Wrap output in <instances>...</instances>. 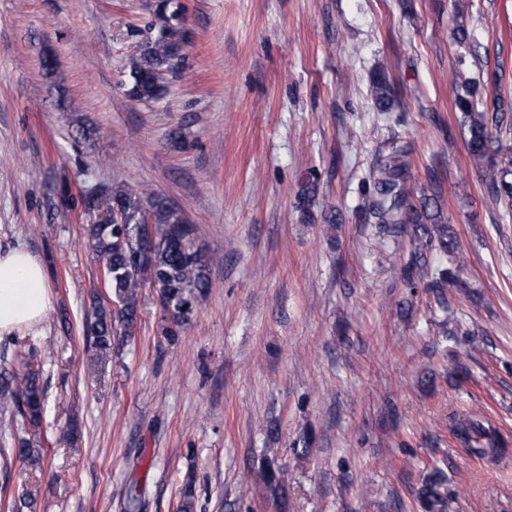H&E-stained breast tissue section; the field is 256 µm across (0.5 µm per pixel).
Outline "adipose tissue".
<instances>
[{
	"mask_svg": "<svg viewBox=\"0 0 512 512\" xmlns=\"http://www.w3.org/2000/svg\"><path fill=\"white\" fill-rule=\"evenodd\" d=\"M50 297L41 263L29 251L0 253V337L41 322Z\"/></svg>",
	"mask_w": 512,
	"mask_h": 512,
	"instance_id": "1",
	"label": "adipose tissue"
}]
</instances>
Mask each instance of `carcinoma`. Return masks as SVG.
I'll return each mask as SVG.
<instances>
[{
  "mask_svg": "<svg viewBox=\"0 0 512 512\" xmlns=\"http://www.w3.org/2000/svg\"><path fill=\"white\" fill-rule=\"evenodd\" d=\"M172 0L157 5L159 24L142 40L135 55L125 66L121 85L134 101H151L166 91V73L183 56L189 34L183 26L181 7L170 9ZM457 106L467 128L466 148L472 165L479 171L491 193L512 200V147L503 143V134L512 132V104L500 99L492 116L479 110L482 87L467 81L460 83ZM370 96L381 112L390 111L396 101L394 87L386 77L376 74L370 83ZM410 150L394 139L372 168L368 198L362 217L367 224H378L399 242L412 232L426 235L425 247L439 250L461 265L459 253L448 225L440 212L442 189L432 186L428 195L414 196L407 184ZM314 175L302 187L298 209L303 220L313 216L309 202L317 193ZM81 205L90 216L105 209L119 214L120 222L103 224L92 221L85 228L89 249L102 260L106 280L116 305V319L101 314L92 325L94 341L100 350L111 345L112 335L133 334L137 325L142 289L153 288L171 326L165 335L177 336V328L186 321L198 298L211 287L212 259L198 245L193 230L181 212L164 194L138 192L124 185H100L92 196L82 197ZM0 404L15 407L17 414L33 432H38L43 415L44 388L41 371L32 355L22 354L15 364L0 368ZM456 436L468 449L494 458L500 454L501 439L496 430L476 420L456 426ZM0 457L26 464L40 463L39 449L22 438L17 443L1 442ZM146 493L145 485L133 483L125 496L126 512H139ZM422 498L433 512H449L448 496L441 484L431 482L422 489Z\"/></svg>",
  "mask_w": 512,
  "mask_h": 512,
  "instance_id": "cac0c4a2",
  "label": "carcinoma"
}]
</instances>
